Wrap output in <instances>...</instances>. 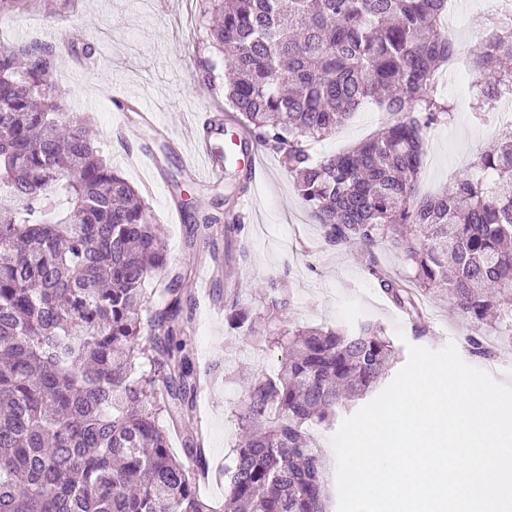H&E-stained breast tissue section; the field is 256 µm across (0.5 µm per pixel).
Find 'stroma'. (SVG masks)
<instances>
[{
  "mask_svg": "<svg viewBox=\"0 0 512 512\" xmlns=\"http://www.w3.org/2000/svg\"><path fill=\"white\" fill-rule=\"evenodd\" d=\"M54 7V14L48 15L24 5L0 22V43L18 46L49 40L58 30L68 32L66 51L57 65L64 73L58 82L65 92L62 105L65 111L90 119L103 154L126 180L144 189L154 221L161 226L172 271H182L185 263L213 253L219 262L211 285L214 301L226 305L239 300L254 318L264 319L261 286L281 276L290 301L283 323L352 331L370 321L388 336L404 333V342L397 345V366L406 363L408 345L437 350L452 343L466 363L512 384V333L502 330L484 337L488 356L471 354L465 338L473 333V323L456 313L448 296L424 292L418 299L425 332L416 335L413 324L368 272L374 261L406 279L412 274L407 262L383 246L369 252L326 242L276 154L260 151L267 175L246 204L233 177L201 182L183 167L179 152L169 147V133H184L195 114L215 111L224 102L222 88L209 87L200 78L208 54L199 48L205 30L196 0H54ZM451 11L461 17L454 31L461 59L445 83L455 114L451 123L425 135L426 157L418 187L423 196L453 185L469 172L512 123V112L502 111L488 123H476L471 106L480 89L458 88L457 80L465 70L464 55L486 32L485 14L464 0ZM115 94L139 99L156 113L161 131L139 126L135 113L117 112L111 101ZM390 120L374 101H366L348 122L312 142L311 148L321 156L341 153L376 135ZM131 147L160 157L163 180L154 179L147 165L127 162ZM175 179L183 186V198L194 202L178 222L170 210ZM205 215L217 216V223L207 236L192 235L191 224ZM183 287L194 318L187 349L196 367L210 372L209 384L197 398L196 421L206 431L210 464L219 470L233 456L232 410L243 400L253 374L276 370L281 353L266 348L263 337L233 328L225 317H210L198 304L193 282H184ZM359 407V402L348 403L333 419L311 428L325 465L328 512H337L338 502L331 438L342 420Z\"/></svg>",
  "mask_w": 512,
  "mask_h": 512,
  "instance_id": "obj_1",
  "label": "stroma"
}]
</instances>
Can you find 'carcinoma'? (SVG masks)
<instances>
[{
	"instance_id": "obj_1",
	"label": "carcinoma",
	"mask_w": 512,
	"mask_h": 512,
	"mask_svg": "<svg viewBox=\"0 0 512 512\" xmlns=\"http://www.w3.org/2000/svg\"><path fill=\"white\" fill-rule=\"evenodd\" d=\"M206 45L224 56V96L251 141L278 154L327 242L381 243L416 286L451 296L479 325L512 327V128L452 190L420 196L425 132L454 107L433 82L452 56L448 0H199ZM471 53L482 116L512 97V19L488 18ZM60 47L0 48V512H213L198 431L192 317L138 189L100 155L50 82ZM396 116L338 155L310 142L367 100ZM381 291L420 328L413 293L377 265ZM265 315L288 306L268 283ZM236 327L250 310L230 305ZM277 370L235 410L224 467L229 512H326L309 432L385 377L395 345L380 326L277 327ZM149 369H140L141 362ZM179 433L182 456L169 444Z\"/></svg>"
}]
</instances>
